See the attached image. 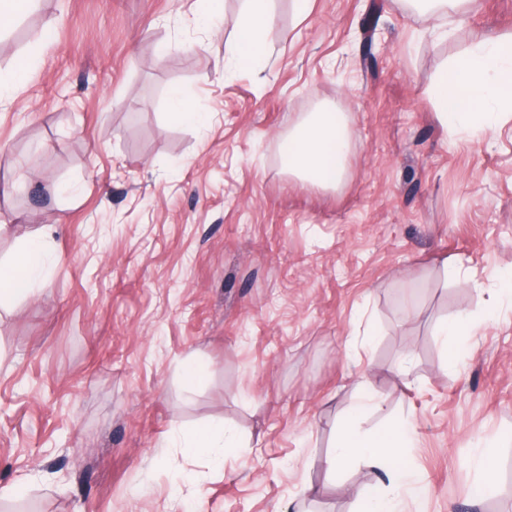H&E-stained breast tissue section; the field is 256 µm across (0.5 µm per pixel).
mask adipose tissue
I'll list each match as a JSON object with an SVG mask.
<instances>
[{
	"instance_id": "1",
	"label": "adipose tissue",
	"mask_w": 512,
	"mask_h": 512,
	"mask_svg": "<svg viewBox=\"0 0 512 512\" xmlns=\"http://www.w3.org/2000/svg\"><path fill=\"white\" fill-rule=\"evenodd\" d=\"M270 0H244L241 34L232 53L235 66L262 69L268 58L265 32ZM444 124L459 130L494 131L512 115V35L475 44L435 80L428 90ZM352 136L344 113L327 108L304 115L281 145L282 167L289 176L314 187L335 189L348 174ZM49 255L43 236H31L9 265L0 264V307L35 294L45 282ZM370 395L353 405L336 424V443L326 464L330 471L359 461L385 472L391 483L408 481L395 460L406 433L403 429L364 434L357 427L366 412L380 410ZM181 448L192 455L207 452L215 465L239 446L237 433L226 426H206L183 433Z\"/></svg>"
}]
</instances>
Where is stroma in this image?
Listing matches in <instances>:
<instances>
[{
  "label": "stroma",
  "instance_id": "stroma-1",
  "mask_svg": "<svg viewBox=\"0 0 512 512\" xmlns=\"http://www.w3.org/2000/svg\"><path fill=\"white\" fill-rule=\"evenodd\" d=\"M39 0L0 34V262L42 231V291L0 312V512H360L383 474L330 472L334 423H409L402 512H512V119L454 130L428 88L472 44L512 34V0L427 20L404 0H273L262 71L226 60L241 0ZM453 28L451 38L437 35ZM180 87L211 126L179 123ZM345 113L349 177L289 179L283 138ZM58 186L56 195L46 185ZM496 305L449 354L439 326ZM206 378L186 389V359ZM225 422L223 467L175 431ZM485 449L484 476L474 463ZM315 495H305L306 487Z\"/></svg>",
  "mask_w": 512,
  "mask_h": 512
}]
</instances>
